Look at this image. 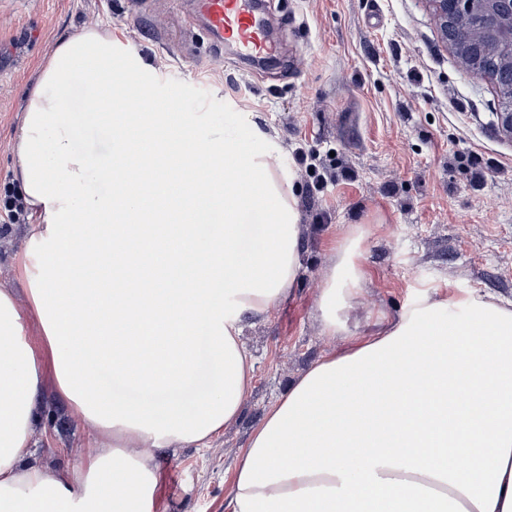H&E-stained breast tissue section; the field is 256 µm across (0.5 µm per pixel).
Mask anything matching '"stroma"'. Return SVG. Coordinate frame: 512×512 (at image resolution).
Masks as SVG:
<instances>
[{"instance_id": "obj_1", "label": "stroma", "mask_w": 512, "mask_h": 512, "mask_svg": "<svg viewBox=\"0 0 512 512\" xmlns=\"http://www.w3.org/2000/svg\"><path fill=\"white\" fill-rule=\"evenodd\" d=\"M270 61L218 46L196 0L137 11L133 0H0V200L15 191L10 142L38 63L58 39L96 29L112 35L152 77L158 102L177 115L203 112L199 127L175 125L180 143L258 126L292 169L304 233L302 271L288 300L244 319L255 362L239 420L209 447L158 455L153 512H225L235 466L251 431L316 362L344 350L322 332L317 301L332 246L350 228H369L354 335L394 317L422 291L479 288L512 300V137L501 130L493 84L462 72L440 40L426 0H266ZM77 146L95 164L110 134L86 123L81 86L69 96ZM27 224L0 223V286L15 289ZM32 440L45 465L64 469L90 445L79 412L47 395Z\"/></svg>"}]
</instances>
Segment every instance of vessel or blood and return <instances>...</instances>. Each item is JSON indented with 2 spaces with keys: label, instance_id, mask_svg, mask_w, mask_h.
Wrapping results in <instances>:
<instances>
[{
  "label": "vessel or blood",
  "instance_id": "b4317fda",
  "mask_svg": "<svg viewBox=\"0 0 512 512\" xmlns=\"http://www.w3.org/2000/svg\"><path fill=\"white\" fill-rule=\"evenodd\" d=\"M198 10L213 36L234 45L244 57H267L276 45L254 0H198Z\"/></svg>",
  "mask_w": 512,
  "mask_h": 512
}]
</instances>
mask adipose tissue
<instances>
[{
	"label": "adipose tissue",
	"instance_id": "1",
	"mask_svg": "<svg viewBox=\"0 0 512 512\" xmlns=\"http://www.w3.org/2000/svg\"><path fill=\"white\" fill-rule=\"evenodd\" d=\"M123 55L94 29L58 40L12 138L34 227L20 264L28 313L0 287V512H153L155 452L204 447L237 421L254 377L242 319L288 298L302 265L294 176L272 149L211 138L195 152L237 171L185 185L195 152L168 137L173 113L153 105L129 117L104 80L118 62L125 85L148 94ZM77 82L83 113L112 135L107 194L87 188L91 158L67 108ZM130 150L154 183L121 175ZM253 208L262 221L245 252ZM204 227L212 244L202 251ZM367 235L358 226L334 243L317 302L325 335L347 332ZM79 260L85 272L70 278ZM350 342L301 374L252 431L227 512H512V302L425 291ZM204 357L212 391L184 407L176 396ZM49 381L96 433L63 471L31 446Z\"/></svg>",
	"mask_w": 512,
	"mask_h": 512
}]
</instances>
